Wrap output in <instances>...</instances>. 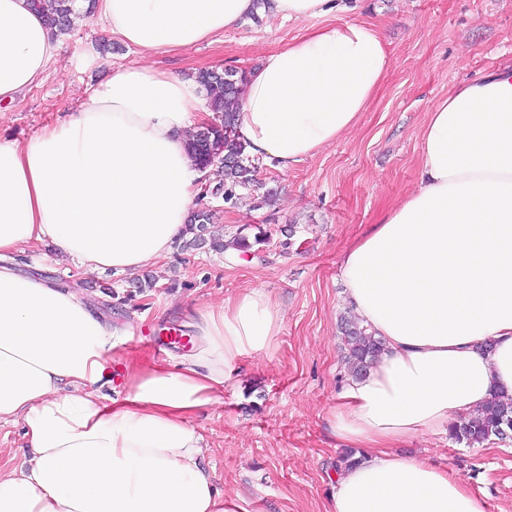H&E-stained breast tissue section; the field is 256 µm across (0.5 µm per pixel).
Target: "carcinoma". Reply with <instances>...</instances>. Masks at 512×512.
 Returning a JSON list of instances; mask_svg holds the SVG:
<instances>
[{"label":"carcinoma","mask_w":512,"mask_h":512,"mask_svg":"<svg viewBox=\"0 0 512 512\" xmlns=\"http://www.w3.org/2000/svg\"><path fill=\"white\" fill-rule=\"evenodd\" d=\"M30 7L42 13L50 26L61 31L70 30L71 0H30ZM195 80L206 91L211 111L221 115L219 122L210 129V139L224 140V153L228 155L229 161L211 164L207 158V138L198 130L188 139V150L199 161L203 170L215 168L223 175V179L219 180L212 191L224 195V202L234 204L240 199L241 193L251 195L261 189V183L254 178L255 167L252 165V158L246 153L237 130L240 96L246 82V73L240 71L234 80L227 81L222 74L199 71L195 75ZM212 221V211H196L187 224V236L182 240L180 249H207L222 253L232 245L248 252L253 245L267 242V234L263 231L255 234L252 242L247 235L239 231L233 241L226 244L224 236L211 229ZM342 331L346 357L351 365L350 376L360 378L380 356L383 344L380 339L367 332L357 320L344 321ZM509 420L512 421V396L497 391L476 415L452 424L449 427V436L472 447L494 439L503 440L508 435L504 427Z\"/></svg>","instance_id":"carcinoma-1"}]
</instances>
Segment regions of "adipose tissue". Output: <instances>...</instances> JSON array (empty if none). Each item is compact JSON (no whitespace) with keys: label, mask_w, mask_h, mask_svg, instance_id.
<instances>
[{"label":"adipose tissue","mask_w":512,"mask_h":512,"mask_svg":"<svg viewBox=\"0 0 512 512\" xmlns=\"http://www.w3.org/2000/svg\"><path fill=\"white\" fill-rule=\"evenodd\" d=\"M337 0H98L113 37L148 53L214 42L257 11L320 19L250 71L239 136L280 170L354 128L390 60ZM64 41L29 0H0V103L42 81ZM195 79L133 64L76 112L21 141L0 136V260L52 245L77 272L156 265L201 191L187 151ZM419 187L339 262L345 299L385 351L331 416L363 449L333 477V512H484L448 470L395 454L494 391L512 395V66L460 84L427 115ZM189 352L113 382L111 327L76 293L0 267V428L21 425L26 468L0 467V512H241L203 466L194 423L224 403L243 356L273 357L278 305L259 287L194 304ZM113 385L112 398L101 387Z\"/></svg>","instance_id":"adipose-tissue-1"}]
</instances>
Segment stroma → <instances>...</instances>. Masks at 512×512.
Instances as JSON below:
<instances>
[{
    "label": "stroma",
    "mask_w": 512,
    "mask_h": 512,
    "mask_svg": "<svg viewBox=\"0 0 512 512\" xmlns=\"http://www.w3.org/2000/svg\"><path fill=\"white\" fill-rule=\"evenodd\" d=\"M337 22L362 19L383 35L390 57L385 81L358 125L332 145L280 170L257 160V179L275 195L270 205L246 198L216 214L225 239L246 226L269 241L235 262L215 252H180L153 267L156 290L115 307L127 275L100 271L77 276L58 264L50 246L18 255L19 265L40 262L47 277L85 299L127 337L128 365L147 368L185 353L186 345L159 347L165 328L190 335L186 312L256 286L282 314L272 358L244 356L224 390V404L201 410L206 463L216 486L244 493L246 512H328L336 461L345 447L330 430L331 411L348 376L339 330L348 306L339 260L362 233L416 190L422 175L421 129L428 112L457 85L512 65V0H346ZM305 22L247 18L221 41L171 53L144 54L86 17L66 38L43 81L5 108L0 134L27 139L64 118L112 71L146 62L191 74L204 69L247 70L300 34ZM400 454L451 471L482 502L485 512H512V436L470 447L438 432L401 444Z\"/></svg>",
    "instance_id": "35a3bbf8"
}]
</instances>
